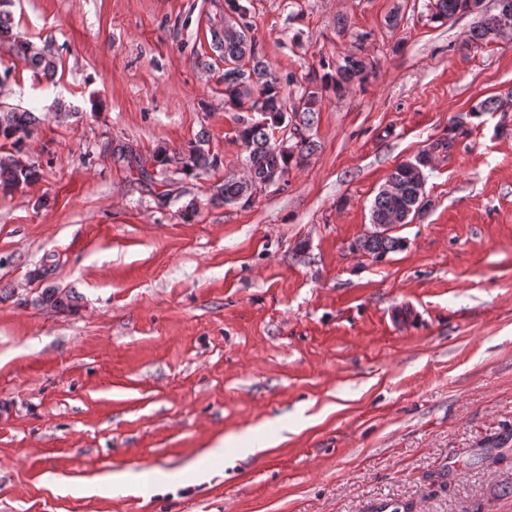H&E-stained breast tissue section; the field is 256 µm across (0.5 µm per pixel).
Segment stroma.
<instances>
[{"mask_svg":"<svg viewBox=\"0 0 512 512\" xmlns=\"http://www.w3.org/2000/svg\"><path fill=\"white\" fill-rule=\"evenodd\" d=\"M242 2L287 106L324 64H374L245 205L212 200L247 175L224 0H13L60 61L0 45V104L44 117L0 145L35 170L0 192V512H512V111L480 109L512 94V38L467 44L475 15L432 0ZM201 133L219 166L163 202L112 157ZM444 140L402 247L352 251L393 169ZM229 434L264 447L191 470ZM123 471L161 484H105Z\"/></svg>","mask_w":512,"mask_h":512,"instance_id":"stroma-1","label":"stroma"}]
</instances>
